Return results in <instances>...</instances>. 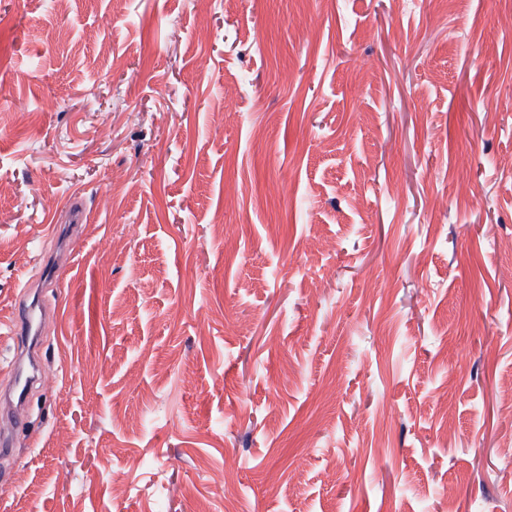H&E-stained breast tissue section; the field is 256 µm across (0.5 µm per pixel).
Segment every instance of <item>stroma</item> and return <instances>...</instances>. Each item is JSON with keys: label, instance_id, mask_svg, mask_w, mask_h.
<instances>
[{"label": "stroma", "instance_id": "35a3bbf8", "mask_svg": "<svg viewBox=\"0 0 512 512\" xmlns=\"http://www.w3.org/2000/svg\"><path fill=\"white\" fill-rule=\"evenodd\" d=\"M510 160L512 0H0V512H512ZM38 333V316L36 305L15 306L13 311L10 334L14 336L16 347H30L33 357L36 355V347L33 344L34 338ZM8 375L11 381L13 396L16 399V405L20 408L25 404L32 386L35 383L40 384V380L34 375L24 376L17 363L10 365Z\"/></svg>", "mask_w": 512, "mask_h": 512}]
</instances>
